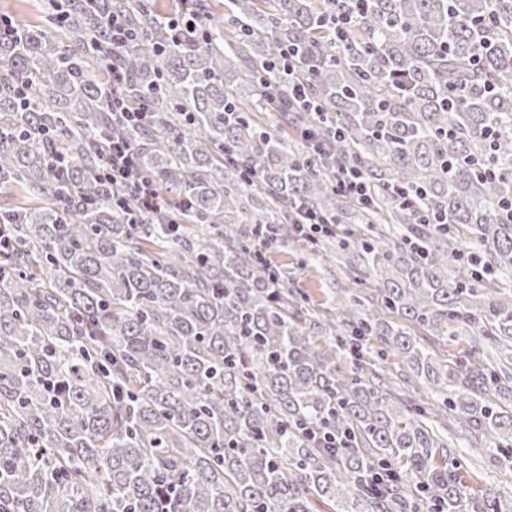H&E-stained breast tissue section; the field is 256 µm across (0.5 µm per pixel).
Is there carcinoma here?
Returning a JSON list of instances; mask_svg holds the SVG:
<instances>
[{
    "label": "carcinoma",
    "mask_w": 512,
    "mask_h": 512,
    "mask_svg": "<svg viewBox=\"0 0 512 512\" xmlns=\"http://www.w3.org/2000/svg\"><path fill=\"white\" fill-rule=\"evenodd\" d=\"M360 2L224 0L180 33L151 0L10 20L0 187L38 204L0 208V512H501L434 424L512 470V0ZM342 9L338 36L321 19ZM114 14L135 31L116 46ZM254 112L315 129L327 155ZM115 139L179 229L112 190ZM343 167L369 205L337 192ZM306 212L361 228L305 243ZM255 224L350 255L380 307L350 289L319 316L259 261ZM467 251L485 277L450 268ZM388 354L434 410L380 378Z\"/></svg>",
    "instance_id": "obj_1"
}]
</instances>
